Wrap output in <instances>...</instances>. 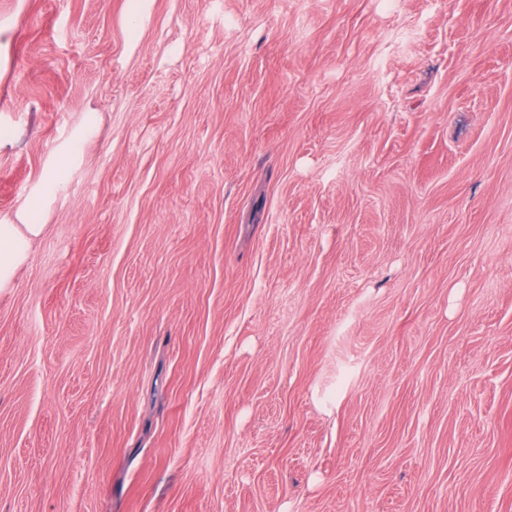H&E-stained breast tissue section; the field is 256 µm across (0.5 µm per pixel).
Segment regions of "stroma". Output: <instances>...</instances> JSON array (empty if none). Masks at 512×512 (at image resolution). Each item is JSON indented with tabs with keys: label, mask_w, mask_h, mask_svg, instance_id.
<instances>
[{
	"label": "stroma",
	"mask_w": 512,
	"mask_h": 512,
	"mask_svg": "<svg viewBox=\"0 0 512 512\" xmlns=\"http://www.w3.org/2000/svg\"><path fill=\"white\" fill-rule=\"evenodd\" d=\"M0 512H512V0H0ZM72 154L66 147L59 158L53 162L44 174L39 192L27 199L20 207L17 217L23 223L25 234L17 224H0V286L7 284L17 268L26 258L29 237L38 236L43 230L41 212L37 200L52 194L66 181Z\"/></svg>",
	"instance_id": "35a3bbf8"
}]
</instances>
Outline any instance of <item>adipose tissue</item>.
I'll return each instance as SVG.
<instances>
[{"label":"adipose tissue","mask_w":512,"mask_h":512,"mask_svg":"<svg viewBox=\"0 0 512 512\" xmlns=\"http://www.w3.org/2000/svg\"><path fill=\"white\" fill-rule=\"evenodd\" d=\"M35 199H27L20 207L18 224H0V286L7 284L26 258L30 237L39 235L43 226Z\"/></svg>","instance_id":"adipose-tissue-1"}]
</instances>
